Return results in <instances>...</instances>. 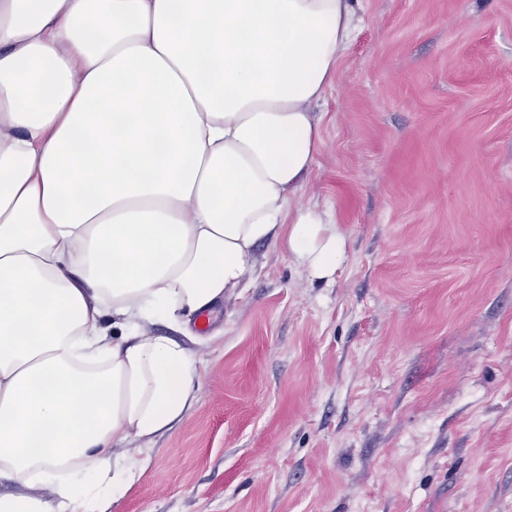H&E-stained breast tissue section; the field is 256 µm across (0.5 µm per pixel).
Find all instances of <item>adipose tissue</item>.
Masks as SVG:
<instances>
[{"mask_svg": "<svg viewBox=\"0 0 512 512\" xmlns=\"http://www.w3.org/2000/svg\"><path fill=\"white\" fill-rule=\"evenodd\" d=\"M353 0H0V512H108L121 449L197 399L188 332L286 241L329 281L306 202L311 111Z\"/></svg>", "mask_w": 512, "mask_h": 512, "instance_id": "1", "label": "adipose tissue"}]
</instances>
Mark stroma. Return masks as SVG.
Segmentation results:
<instances>
[{
  "instance_id": "35a3bbf8",
  "label": "stroma",
  "mask_w": 512,
  "mask_h": 512,
  "mask_svg": "<svg viewBox=\"0 0 512 512\" xmlns=\"http://www.w3.org/2000/svg\"><path fill=\"white\" fill-rule=\"evenodd\" d=\"M285 245L187 340L198 400L112 512H512V0H356Z\"/></svg>"
}]
</instances>
